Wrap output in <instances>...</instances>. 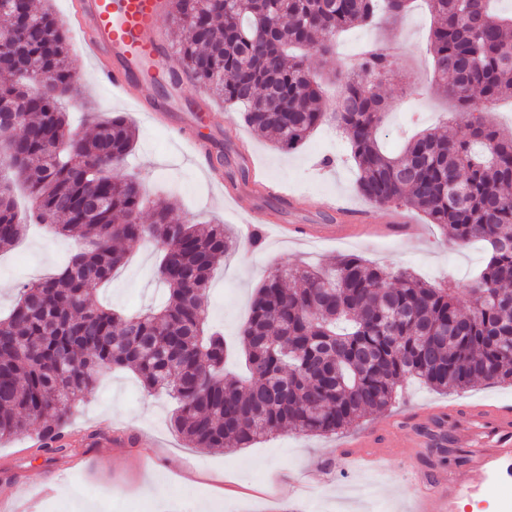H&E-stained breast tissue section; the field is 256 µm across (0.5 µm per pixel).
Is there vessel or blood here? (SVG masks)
I'll return each instance as SVG.
<instances>
[{
    "instance_id": "b4317fda",
    "label": "vessel or blood",
    "mask_w": 512,
    "mask_h": 512,
    "mask_svg": "<svg viewBox=\"0 0 512 512\" xmlns=\"http://www.w3.org/2000/svg\"><path fill=\"white\" fill-rule=\"evenodd\" d=\"M171 11L170 0H69L66 23L81 37L83 54L92 62L99 81L146 112L153 124L185 136L195 157L206 167L210 180L223 184L213 164V147L188 134L187 120L171 121L174 97L164 99L145 90L146 75L163 76L175 68L172 50L162 28ZM455 446L469 447L463 464L423 474L417 492V512H455L457 497L479 489L493 464L512 457V411L487 406L453 409ZM441 415L420 414L409 421L413 445L426 450L440 445ZM389 451L370 438L360 439L348 457L370 465Z\"/></svg>"
}]
</instances>
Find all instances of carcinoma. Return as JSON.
Listing matches in <instances>:
<instances>
[{
    "label": "carcinoma",
    "instance_id": "obj_1",
    "mask_svg": "<svg viewBox=\"0 0 512 512\" xmlns=\"http://www.w3.org/2000/svg\"><path fill=\"white\" fill-rule=\"evenodd\" d=\"M32 22L19 46L0 35V138L12 177L32 207L18 217L11 181L0 180V247L27 224L73 234L80 248L52 277L22 284L0 317V440L25 434L32 417L44 448L60 452V429L100 372L129 369L153 393L178 400L175 432L191 448H250L283 429L335 434L384 412L399 384L418 378L438 391L512 382V132L478 111L512 98V13L493 0H426L428 51L439 86L460 112H479L456 135L431 128L385 153L377 130L387 104L379 77L392 67L379 47L347 78L336 111L305 60L324 55L355 26L396 19L409 0H173L187 30L176 64L192 84L243 112L245 123L282 150L320 125L348 137L358 194L370 203L421 212L457 245L481 241L487 259L463 311L456 293L358 256L327 269L275 273L256 289L239 337L246 378L224 376V336L207 326L212 274L237 240L223 224L200 226L145 200L135 176L118 178L136 129L123 115L90 133L68 123L62 102L79 92L66 31L47 7L25 0ZM156 243L157 276L169 291L159 308L125 314L91 301L125 264L123 245Z\"/></svg>",
    "mask_w": 512,
    "mask_h": 512
}]
</instances>
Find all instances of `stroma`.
Masks as SVG:
<instances>
[{"label": "stroma", "mask_w": 512, "mask_h": 512, "mask_svg": "<svg viewBox=\"0 0 512 512\" xmlns=\"http://www.w3.org/2000/svg\"><path fill=\"white\" fill-rule=\"evenodd\" d=\"M431 25L430 13L418 0L393 22L350 29L332 53L310 52L307 65L329 77L327 96L333 99L354 55L366 44H386L395 51L396 61L382 81L389 114L380 139L394 149L411 129L437 127L452 134L464 127L468 116L437 86L427 53ZM198 102L216 112L215 118L198 120V130L220 143L235 137L245 141L248 162L262 167L271 181L295 196L294 205L252 193L248 182L239 179L233 185L242 191L241 201L227 204L223 188L209 180L182 142L148 125L133 105L105 85L89 82L66 107L69 122L81 130L97 116L130 118L138 138L117 175L139 174L149 195L166 198L183 218L195 223L216 220L237 233L240 245L215 269L208 303V319L223 332L228 346L229 374L242 371L239 329L254 291L278 269L324 266L354 254L390 270L414 271L468 301L486 248L478 242L451 245L442 227L415 210L372 205L360 197L350 146L335 125L320 126L298 149L284 151L256 136L235 108L202 88L185 85L182 108L192 109ZM325 159L332 160V167H322ZM334 197L354 210L370 211L380 231L358 226L323 237L306 235V228L328 223L325 203ZM252 206L274 218L261 225L262 241L256 248L248 241L247 210ZM76 247L75 239L33 227L13 250L0 253V312L14 305L21 283L55 272ZM157 262L153 247H131L127 265L109 285L94 290V302L124 312L161 305L166 290L155 275ZM454 405L512 407V385L482 383L442 393L411 380L403 384L387 415H366L342 432L313 436L282 430L249 448L207 452L186 447L172 430V399L145 391L131 371L106 370L71 417L69 426L76 434L66 455L54 457L36 446L35 425L27 434L0 441V496L13 487H26L23 512H39L48 500L64 502L66 512H125L126 505L136 501L146 502L147 512H200L204 503L209 512H408L421 459L408 439L404 419ZM386 418L394 422L385 436L392 455L374 467L353 470L343 458L346 444Z\"/></svg>", "instance_id": "stroma-1"}]
</instances>
